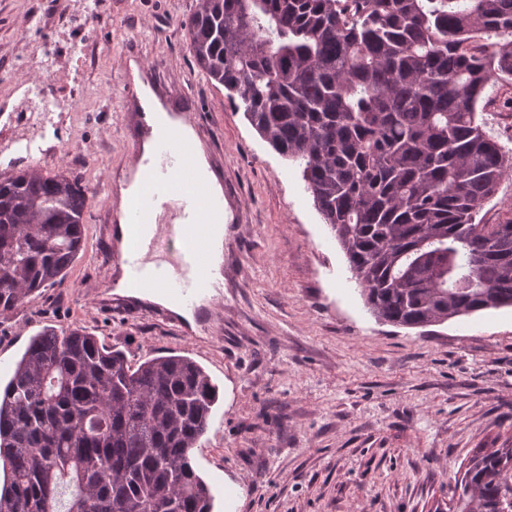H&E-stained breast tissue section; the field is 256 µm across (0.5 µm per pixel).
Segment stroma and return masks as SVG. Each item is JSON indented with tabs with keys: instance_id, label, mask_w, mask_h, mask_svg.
Here are the masks:
<instances>
[{
	"instance_id": "1",
	"label": "stroma",
	"mask_w": 512,
	"mask_h": 512,
	"mask_svg": "<svg viewBox=\"0 0 512 512\" xmlns=\"http://www.w3.org/2000/svg\"><path fill=\"white\" fill-rule=\"evenodd\" d=\"M196 0H0V175L30 166L79 175L86 246L61 285L0 323L8 381L44 327H83L132 364L196 361L219 388L192 463L214 512H446L474 449L512 447V309L426 328L377 321L314 205L300 163L275 152L223 87L197 68L185 23ZM59 127L16 148L8 112L40 109L29 78L47 42ZM88 44L87 64L73 43ZM163 63L204 112L199 136L224 189V305L209 334L144 303L105 314L86 287L115 267L95 216L99 188L127 157L120 59ZM484 132L507 143L512 87L489 84Z\"/></svg>"
}]
</instances>
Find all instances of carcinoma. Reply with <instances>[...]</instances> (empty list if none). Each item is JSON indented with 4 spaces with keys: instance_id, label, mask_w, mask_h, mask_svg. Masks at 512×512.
Segmentation results:
<instances>
[{
    "instance_id": "1",
    "label": "carcinoma",
    "mask_w": 512,
    "mask_h": 512,
    "mask_svg": "<svg viewBox=\"0 0 512 512\" xmlns=\"http://www.w3.org/2000/svg\"><path fill=\"white\" fill-rule=\"evenodd\" d=\"M190 51L300 162L365 306L400 327L512 308V218L476 217L512 151L478 122L512 81V0H198ZM80 180L0 177V319L83 247ZM218 388L186 356L132 365L83 328L38 332L0 389V512H212L190 451ZM456 512H512V448H478Z\"/></svg>"
}]
</instances>
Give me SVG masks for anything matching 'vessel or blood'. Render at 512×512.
<instances>
[{"label": "vessel or blood", "mask_w": 512, "mask_h": 512, "mask_svg": "<svg viewBox=\"0 0 512 512\" xmlns=\"http://www.w3.org/2000/svg\"><path fill=\"white\" fill-rule=\"evenodd\" d=\"M154 100L140 99L132 85L123 90V128L132 133L131 150L139 152L142 139L154 140L143 159L140 181L146 191L141 212L140 242L117 260L126 272L127 287L164 295L183 312L192 314L198 327L213 323L224 301L223 283L209 263L212 245L208 229L224 221L222 203L212 197L208 177L179 130H163L155 99L173 102L174 115L183 124L199 127L203 114L193 94L185 89L158 86ZM173 212L176 225L154 221L156 211Z\"/></svg>", "instance_id": "b4317fda"}]
</instances>
